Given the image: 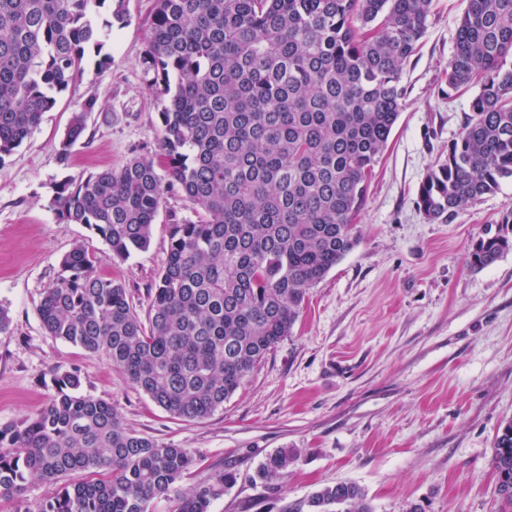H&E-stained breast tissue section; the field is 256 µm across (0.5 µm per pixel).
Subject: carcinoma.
<instances>
[{"label": "carcinoma", "instance_id": "cac0c4a2", "mask_svg": "<svg viewBox=\"0 0 512 512\" xmlns=\"http://www.w3.org/2000/svg\"><path fill=\"white\" fill-rule=\"evenodd\" d=\"M107 0H0V162L102 53L94 7ZM432 0H155L144 51L158 113L160 163L133 157L52 185L59 222L83 224L112 259L147 249L164 195L195 217L169 224L167 260L146 319L125 286L98 270L84 244L60 261L39 306L46 332L112 366L170 415L203 420L288 336L309 288L356 246L354 221L407 89L402 71L423 37ZM448 90L472 85L462 131L421 184L431 220L459 212L512 179V0H467L448 62ZM89 98L56 151L68 168ZM468 254L483 269L512 251V211ZM35 416L0 428V500L12 512H150L194 466L190 450L137 434L112 404L58 370ZM294 448L269 455L253 479H281ZM493 465L499 512H512V419ZM57 485L34 503L29 478ZM234 480L215 472L175 512H210ZM289 512H372L365 490L339 481Z\"/></svg>", "mask_w": 512, "mask_h": 512}]
</instances>
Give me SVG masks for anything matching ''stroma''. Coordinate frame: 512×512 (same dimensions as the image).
Instances as JSON below:
<instances>
[{
  "instance_id": "35a3bbf8",
  "label": "stroma",
  "mask_w": 512,
  "mask_h": 512,
  "mask_svg": "<svg viewBox=\"0 0 512 512\" xmlns=\"http://www.w3.org/2000/svg\"><path fill=\"white\" fill-rule=\"evenodd\" d=\"M154 5L125 0V20L113 22L106 40L110 66L98 68L86 53L84 75L0 164V306L11 316L0 333V426L39 413L54 392L53 372L76 368L85 392L111 402L128 429L195 457L177 493L154 498L150 512H173L178 493L218 470L236 480L212 512H288L341 480L365 490L372 512H497L494 440L512 419V251L479 270L467 254L512 211V181L449 224L416 205L471 98L449 95L446 82L466 0H433L403 71L405 108L356 219L355 248L311 286L290 335L223 409L201 421L173 417L105 356L45 331L39 304L77 242L146 314L171 218L190 213L180 193L166 194L149 248L116 261L84 225L59 223L50 205L51 187L64 176L159 154L163 100L148 89L143 64ZM89 98L96 105L69 168H61L55 149ZM280 448L296 449L299 459L273 489L254 474Z\"/></svg>"
}]
</instances>
